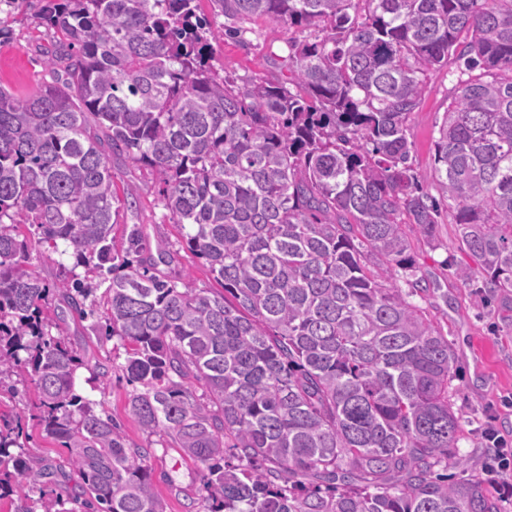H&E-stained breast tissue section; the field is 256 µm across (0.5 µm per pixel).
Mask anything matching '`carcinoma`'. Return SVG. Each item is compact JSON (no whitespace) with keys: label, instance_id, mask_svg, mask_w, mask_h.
<instances>
[{"label":"carcinoma","instance_id":"cac0c4a2","mask_svg":"<svg viewBox=\"0 0 512 512\" xmlns=\"http://www.w3.org/2000/svg\"><path fill=\"white\" fill-rule=\"evenodd\" d=\"M46 0L66 77L25 99L0 86V379L27 374L42 431L67 448L91 512H165L119 425L75 393L79 361L51 334L59 291L80 318L110 275L100 342L123 367L143 430L205 467L210 512H502L469 468L449 396L448 337L412 298L415 225L436 238L440 202L512 326V0ZM271 19L293 36L275 82L225 74L211 42ZM457 81L424 191L407 120L433 71ZM94 116L89 122L87 114ZM159 176L179 248L142 255L112 235L137 189L117 194L106 150ZM26 225L29 234L21 231ZM46 244L62 278L29 268ZM186 250L222 291L159 269ZM380 261L371 267L370 257ZM403 279L406 287L397 284ZM203 388L196 397L193 384ZM0 422V499L65 476ZM18 451H13V448ZM79 278L82 280L92 283L93 286L97 285V289L93 293V297H90L87 301V305L90 304V300L94 299V308L96 310V317L99 318L100 315L106 311V302H107V293L106 289L109 285L108 280H104V276L99 275V273H96L94 269L91 267H83L80 266L75 271Z\"/></svg>","mask_w":512,"mask_h":512}]
</instances>
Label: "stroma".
Returning a JSON list of instances; mask_svg holds the SVG:
<instances>
[{"instance_id":"stroma-1","label":"stroma","mask_w":512,"mask_h":512,"mask_svg":"<svg viewBox=\"0 0 512 512\" xmlns=\"http://www.w3.org/2000/svg\"><path fill=\"white\" fill-rule=\"evenodd\" d=\"M40 6V0H0V29L5 32L0 38V85L21 99L53 80V70L45 66L44 59L54 34L39 24ZM288 37L282 24L258 20L243 41L214 43L212 64L218 71L276 81L282 75ZM455 82V75L445 69L430 74L420 107L409 118L412 161L421 174H429L433 167L434 137ZM109 162L116 187L134 182L142 188L135 206L120 210L115 235L136 225L150 250L176 243L178 231L169 224L158 201L156 175L118 155H110ZM406 233L415 266L428 288L420 305L447 335L456 357L453 386L455 408L461 417L459 452L480 471L503 512H512V478H503L488 457L484 437L485 431L492 429L512 442V332L507 330L483 277L469 281L456 277V268L466 263L467 257L457 247L451 224H439L437 241L432 245L414 225H407ZM53 320L56 332L66 338L81 360L75 377L77 393L96 402L98 412L120 423L131 446L150 449L152 482L165 512H207L202 466L168 438L144 431L129 411L131 386L122 372L127 359L125 346L117 341L99 344L89 321L67 312L64 304H57ZM35 398V387L26 376H12L0 385V416L18 420L19 441L29 455L59 462L67 451L40 431L34 417Z\"/></svg>"}]
</instances>
